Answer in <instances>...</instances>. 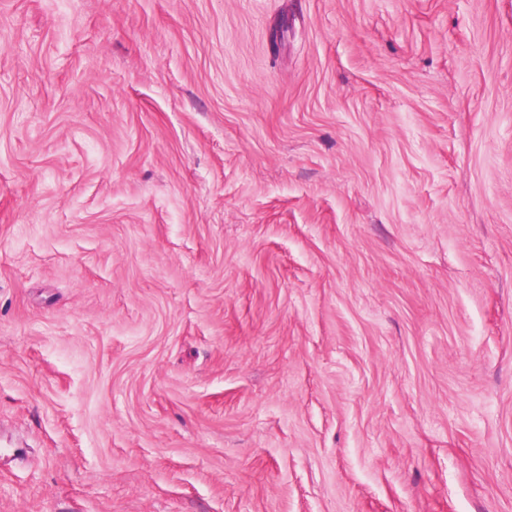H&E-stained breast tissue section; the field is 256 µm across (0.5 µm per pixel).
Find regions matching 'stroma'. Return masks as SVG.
Here are the masks:
<instances>
[{"instance_id":"1","label":"stroma","mask_w":512,"mask_h":512,"mask_svg":"<svg viewBox=\"0 0 512 512\" xmlns=\"http://www.w3.org/2000/svg\"><path fill=\"white\" fill-rule=\"evenodd\" d=\"M0 512H512V0H0Z\"/></svg>"}]
</instances>
